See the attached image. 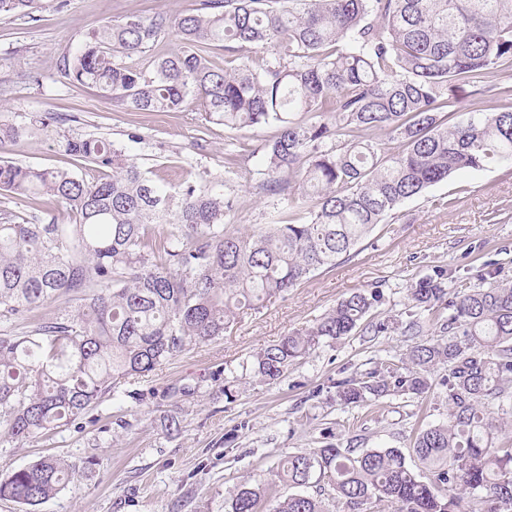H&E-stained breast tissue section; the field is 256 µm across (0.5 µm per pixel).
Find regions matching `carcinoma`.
<instances>
[{
  "mask_svg": "<svg viewBox=\"0 0 512 512\" xmlns=\"http://www.w3.org/2000/svg\"><path fill=\"white\" fill-rule=\"evenodd\" d=\"M44 0H0V15L36 19ZM173 31L182 48L141 66L122 64ZM224 48V68L209 59ZM60 73L93 85L130 112L192 106L229 129L274 125L265 145L266 190L283 194L296 220L278 213L250 232L224 224L236 196L215 177L204 185L160 183L104 138L62 134L67 155L108 175L87 181L64 169L0 158V191L51 196L74 216L19 220L0 211V322L59 304L25 335H0V430L18 441L46 436L97 408L122 381L145 376L189 345L224 335L315 271L349 257L408 199L460 170L512 174V0H200L179 13L106 21ZM462 79L498 86L500 105L456 109ZM46 113L0 120V145L48 132ZM399 142L387 152L370 133ZM166 231L159 232L160 225ZM434 270L407 289L438 313L409 365L375 363L336 382L340 405L389 396L425 398L434 367L448 371L446 417L418 431L421 471L398 448L328 446L288 456L277 476L295 487L313 475L343 505L396 512H512V447L497 446L494 409L512 405V284L482 279L445 287ZM377 292H355L311 327L253 360L274 383L325 340L360 329ZM446 309L448 315L439 311ZM76 468L42 457L0 480V499L36 512ZM265 486L242 485L229 512H267ZM272 512H326L306 493Z\"/></svg>",
  "mask_w": 512,
  "mask_h": 512,
  "instance_id": "obj_1",
  "label": "carcinoma"
}]
</instances>
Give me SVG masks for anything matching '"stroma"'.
<instances>
[{"label": "stroma", "mask_w": 512, "mask_h": 512, "mask_svg": "<svg viewBox=\"0 0 512 512\" xmlns=\"http://www.w3.org/2000/svg\"><path fill=\"white\" fill-rule=\"evenodd\" d=\"M198 0H49L37 19L0 16V119L49 112L60 130L125 145L149 176L173 183L224 180L238 203L227 217L241 231L282 210L264 190L262 147L276 126L230 130L202 113L129 112L93 86L60 77L59 57L107 20L175 12ZM138 140H130V133ZM0 154L39 168H68L98 179L93 165L59 150L54 133L7 143ZM479 286L493 271L512 282V176L502 169L459 171L407 200L377 225L356 253L338 259L256 310L240 313L223 336L188 346L148 376L123 382L113 396L54 434L19 443L0 434V480L44 456L76 466L66 488L37 512H228L243 483H271L284 458L328 444L409 449L411 439L448 409L444 367L432 373L427 404L388 396L375 405L342 406L335 384L382 359L402 365L422 319L407 290L437 268ZM378 292L371 318L387 332L326 342L269 384L254 376V355L305 329L355 292ZM179 421L168 428V416Z\"/></svg>", "instance_id": "1"}]
</instances>
